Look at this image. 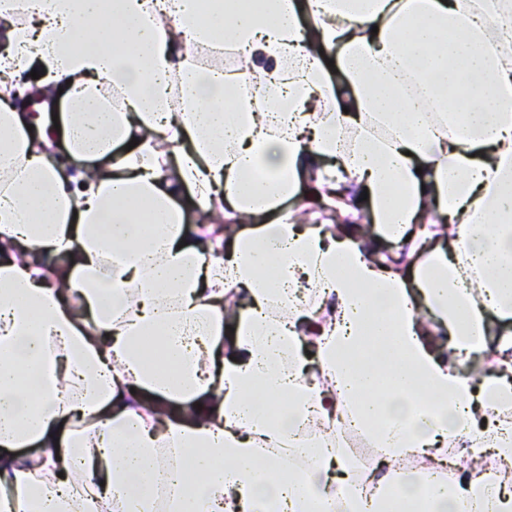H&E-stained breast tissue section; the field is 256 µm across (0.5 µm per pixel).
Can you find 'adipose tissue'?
Returning <instances> with one entry per match:
<instances>
[{"instance_id":"1","label":"adipose tissue","mask_w":512,"mask_h":512,"mask_svg":"<svg viewBox=\"0 0 512 512\" xmlns=\"http://www.w3.org/2000/svg\"><path fill=\"white\" fill-rule=\"evenodd\" d=\"M0 42V512H512V330L458 368L512 321V0H0Z\"/></svg>"}]
</instances>
